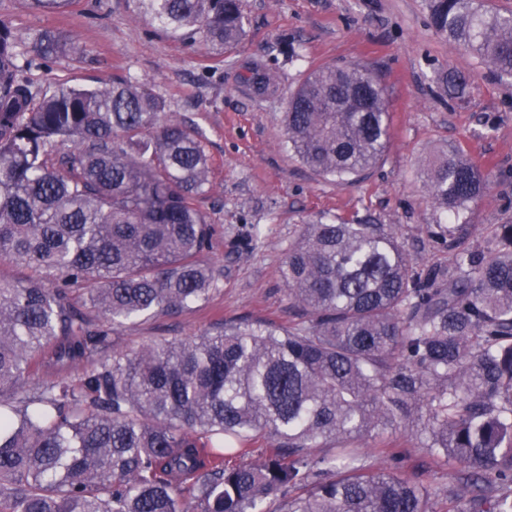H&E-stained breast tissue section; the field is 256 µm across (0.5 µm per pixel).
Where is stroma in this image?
Masks as SVG:
<instances>
[{
    "instance_id": "obj_1",
    "label": "stroma",
    "mask_w": 512,
    "mask_h": 512,
    "mask_svg": "<svg viewBox=\"0 0 512 512\" xmlns=\"http://www.w3.org/2000/svg\"><path fill=\"white\" fill-rule=\"evenodd\" d=\"M245 40L217 59L146 21L133 0H74L64 13L0 0V19L19 32L46 28L75 35L82 52L52 71L32 65L34 83L48 77L97 87L124 76L168 103L169 116L198 128L212 160L211 189L200 206L217 236L207 260L220 272L208 303L177 316L137 318L116 335L120 348L200 335L221 319H289L279 270L304 221L327 212L372 216L398 227L415 269L448 264V223L429 200L422 171L448 146L460 147L490 187L466 216L473 241L493 225L512 223V82L431 27L428 0H242ZM300 57L288 62L284 44ZM274 71L278 91L244 87L248 63ZM359 64L385 88L390 139L376 166L341 185L317 175L292 154L281 124L289 94L317 66ZM464 76L458 93L435 74ZM391 450L367 440L365 464L407 477L424 471L441 491L466 483L462 468L435 462L407 430L387 431Z\"/></svg>"
}]
</instances>
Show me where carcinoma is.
Returning <instances> with one entry per match:
<instances>
[{
  "label": "carcinoma",
  "mask_w": 512,
  "mask_h": 512,
  "mask_svg": "<svg viewBox=\"0 0 512 512\" xmlns=\"http://www.w3.org/2000/svg\"><path fill=\"white\" fill-rule=\"evenodd\" d=\"M29 2L59 12L73 0ZM428 2L437 34L512 80V11ZM134 4L214 56L247 35L240 0ZM76 50L70 34L25 38L0 20V256L54 279H0V512H433L430 481L371 472L355 451L414 415L421 447L468 474L448 512H512V224L468 247L469 225L448 227V267L425 271L396 226L320 216L280 270L296 320H229L118 351L123 321L180 313L219 286L198 205L211 160L131 79L24 76L28 55ZM244 80L277 90L259 65ZM284 126L310 170L360 178L389 141L384 87L359 65L319 66ZM424 182L453 218L487 188L457 147Z\"/></svg>",
  "instance_id": "1"
}]
</instances>
